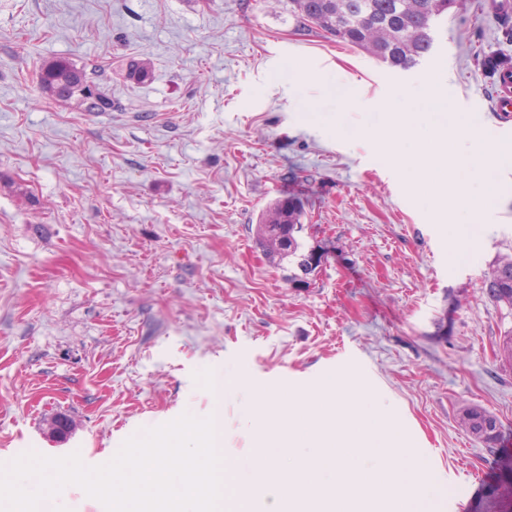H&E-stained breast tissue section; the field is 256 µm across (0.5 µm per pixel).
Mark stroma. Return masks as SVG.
<instances>
[{"mask_svg": "<svg viewBox=\"0 0 512 512\" xmlns=\"http://www.w3.org/2000/svg\"><path fill=\"white\" fill-rule=\"evenodd\" d=\"M506 0H460L435 52L408 70L300 30L286 0H0V464L34 451L108 463L128 438L183 413L209 417L196 372L254 394L346 370L385 394L453 490L442 512H512V307L482 281L512 256L509 187L489 219L445 209L476 191L485 144L512 137L481 60L512 55ZM57 57L109 68V113L47 98ZM152 79H127L131 61ZM445 81L448 120L387 141ZM356 98L348 105L337 86ZM296 195L298 238L326 262L291 288L259 216ZM471 246L450 259L446 228ZM497 420L488 448L461 422ZM70 415L67 442L46 434ZM485 480L474 494L476 480Z\"/></svg>", "mask_w": 512, "mask_h": 512, "instance_id": "1", "label": "stroma"}]
</instances>
